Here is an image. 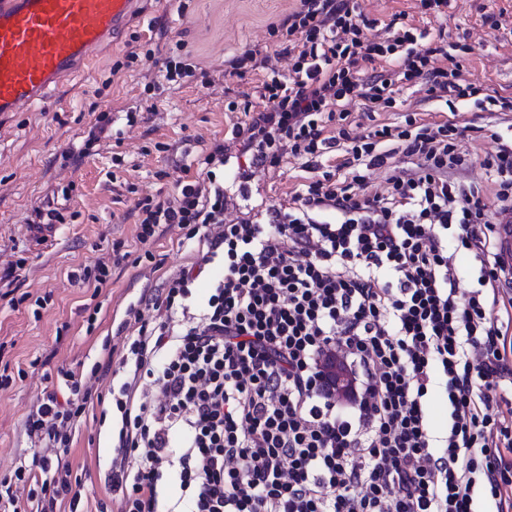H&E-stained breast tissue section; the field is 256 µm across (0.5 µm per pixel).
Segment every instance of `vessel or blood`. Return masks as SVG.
Here are the masks:
<instances>
[{
	"mask_svg": "<svg viewBox=\"0 0 512 512\" xmlns=\"http://www.w3.org/2000/svg\"><path fill=\"white\" fill-rule=\"evenodd\" d=\"M136 0H0V113L35 107L111 46ZM497 252L512 269V211L496 217Z\"/></svg>",
	"mask_w": 512,
	"mask_h": 512,
	"instance_id": "1",
	"label": "vessel or blood"
}]
</instances>
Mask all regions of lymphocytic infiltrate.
I'll use <instances>...</instances> for the list:
<instances>
[{
    "mask_svg": "<svg viewBox=\"0 0 512 512\" xmlns=\"http://www.w3.org/2000/svg\"><path fill=\"white\" fill-rule=\"evenodd\" d=\"M409 12L369 40L354 0H292L267 27L276 50L231 61L258 76L261 106L228 101L230 141H211L174 194L136 203L140 244L179 229L198 248L125 310L107 474L118 512H177L160 500L167 473L184 512H476L479 496L512 512V271L483 201L512 209V139L474 162L458 112L470 100L505 116L512 97L485 92ZM200 69L172 50L144 88L179 89ZM405 84L448 115L376 122ZM230 143L249 173L297 163L287 206L238 215L217 178ZM463 251L479 265L469 289ZM334 348L360 379L349 413L318 369ZM62 379L64 396L26 417L45 448L0 478V512H79L67 453L91 391ZM436 386L442 437L427 413ZM428 406L433 433L439 436L448 430V401L441 388L432 391Z\"/></svg>",
    "mask_w": 512,
    "mask_h": 512,
    "instance_id": "obj_1",
    "label": "lymphocytic infiltrate"
}]
</instances>
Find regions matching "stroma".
Returning a JSON list of instances; mask_svg holds the SVG:
<instances>
[{
  "label": "stroma",
  "instance_id": "stroma-1",
  "mask_svg": "<svg viewBox=\"0 0 512 512\" xmlns=\"http://www.w3.org/2000/svg\"><path fill=\"white\" fill-rule=\"evenodd\" d=\"M177 12L168 0H144L139 17L100 63L71 84L50 89L34 109L0 114V270L18 264L12 284L0 282V477L34 446L24 432L30 408L44 393L60 389L61 371L90 374L104 344L121 345L124 312L162 275L185 264L196 241L177 234L159 237L150 251L136 240L138 199L173 194L188 172L198 169L202 142L223 138L224 100L257 86L256 75L229 74L206 86L194 81L176 91L147 95L142 77L157 72L175 45L206 70L222 69L224 60L251 49H274L266 27L289 0H183ZM506 0H456L443 27L449 41L470 46L465 65L489 90L512 96V41H499L484 27L483 14ZM148 41L151 56L112 80L132 35ZM112 119V137L85 149L84 136L100 114ZM136 124H128V114ZM293 164L256 174L254 203L282 206L297 183ZM51 206L65 221L53 237L32 240L28 222L35 208ZM120 251L111 278L100 290L71 283L68 271L94 264ZM47 297L36 308L37 297ZM97 316H90V308ZM108 380L95 382L82 415V428L70 451L80 481L85 512L106 502L113 455V426L102 420L110 410Z\"/></svg>",
  "mask_w": 512,
  "mask_h": 512
}]
</instances>
